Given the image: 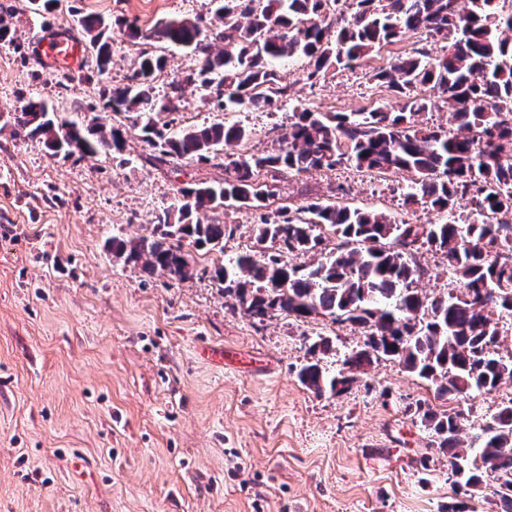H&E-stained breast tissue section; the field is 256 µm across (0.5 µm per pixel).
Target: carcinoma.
I'll return each instance as SVG.
<instances>
[{"instance_id":"1","label":"carcinoma","mask_w":512,"mask_h":512,"mask_svg":"<svg viewBox=\"0 0 512 512\" xmlns=\"http://www.w3.org/2000/svg\"><path fill=\"white\" fill-rule=\"evenodd\" d=\"M206 15L162 21L150 33L127 25L128 36H148L189 50L196 68L169 84L160 96L156 75L166 59L142 53L128 83L108 91L105 109L133 120L152 149L151 162L220 160L227 177L217 185L180 187L177 203L156 215L159 235L112 238V253L148 274L187 277L189 239L197 249L223 251L227 225L194 219L202 211L247 209L258 213L257 240H271L289 252L319 247L322 233L340 239L335 253L312 268L289 265L276 255H250L215 267L214 279L247 314L263 321L273 311L297 318L330 316L364 330L366 340L329 375L318 363L302 366L301 383L323 394L343 390L373 361L387 358L434 386L438 398L489 393L512 380V357L498 347L500 320L512 318V11L504 0H209ZM81 26L96 46L92 77L107 73L111 44L103 18L87 15ZM425 31L447 41L434 55L422 46L394 55L374 71L395 106L384 111L315 112L296 105L288 115L279 147L265 155L227 154L224 146L250 135L223 121L178 127L160 116L178 112L183 85H194L212 107L278 106L289 96L276 63L303 56L307 79L330 70L354 69L407 32ZM440 94L456 128L416 124L432 109L427 90ZM16 138L40 137L50 155L83 158L101 150L120 151L123 130L61 119L46 104L30 99L16 113ZM353 166L366 171L409 174L407 205L426 204L445 215L436 224H413L377 210L311 202L294 210L265 212L275 185L260 174H307ZM470 200L481 219L456 212ZM444 255L456 292L433 298L413 284L426 275L417 261L423 246ZM413 414L448 453L455 483L472 490L488 481L506 485L501 512H512V403L493 425L460 448L459 414L438 413L417 403Z\"/></svg>"}]
</instances>
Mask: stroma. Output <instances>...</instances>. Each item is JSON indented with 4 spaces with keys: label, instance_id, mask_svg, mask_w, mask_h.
Returning <instances> with one entry per match:
<instances>
[{
    "label": "stroma",
    "instance_id": "35a3bbf8",
    "mask_svg": "<svg viewBox=\"0 0 512 512\" xmlns=\"http://www.w3.org/2000/svg\"><path fill=\"white\" fill-rule=\"evenodd\" d=\"M207 9L208 0H60L40 15L29 0H0L13 37L0 41V113L34 97L83 124H122L102 109V96L126 83L140 52L166 55L154 82L160 92L196 60L164 42L130 39L120 22L145 29ZM87 14L110 26L108 77L84 81L95 66L89 50L74 81L61 84L63 67L41 58L38 44L54 33L88 42L79 25ZM422 38L406 33L355 71L313 82L307 59H295L282 72L293 97L275 112L220 113L186 87L175 123L235 122L251 137L229 152H271L294 104L321 112L391 106L373 71ZM79 103L86 109L78 113ZM150 152L131 129L118 159L108 151L53 157L42 138L0 129V512H446L454 502L497 512L496 483L476 494L455 488L447 457L408 407L426 401L459 414L468 442L512 401V382L446 401L380 359L344 392L308 390L298 379L303 365L336 372L365 335L322 315L275 311L260 322L225 296L215 265L280 252L258 242L252 211L200 213L232 232L220 252L185 246L192 270L183 280L147 275L113 255V238L156 237L155 215L177 187L225 178L209 162L154 166ZM406 185L402 173L351 166L287 174L273 205L342 201L413 223L442 221L428 206L405 204ZM321 337L329 350L314 349ZM205 346L227 360L202 355Z\"/></svg>",
    "mask_w": 512,
    "mask_h": 512
}]
</instances>
